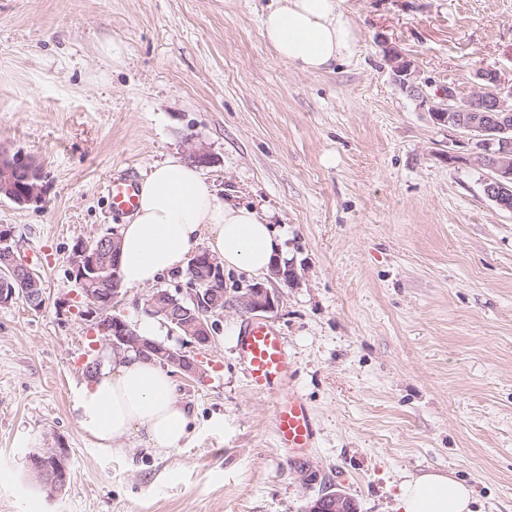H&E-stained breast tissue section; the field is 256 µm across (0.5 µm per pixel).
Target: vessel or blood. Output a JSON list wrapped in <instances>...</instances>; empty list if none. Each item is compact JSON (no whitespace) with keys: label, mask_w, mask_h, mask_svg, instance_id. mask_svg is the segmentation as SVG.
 Returning a JSON list of instances; mask_svg holds the SVG:
<instances>
[{"label":"vessel or blood","mask_w":512,"mask_h":512,"mask_svg":"<svg viewBox=\"0 0 512 512\" xmlns=\"http://www.w3.org/2000/svg\"><path fill=\"white\" fill-rule=\"evenodd\" d=\"M113 212H134L139 201V183L118 172L106 185ZM240 354L252 387L273 399L276 442L290 457L300 458L315 445V428L309 406L291 390L288 351L277 329L259 321L250 323L240 339Z\"/></svg>","instance_id":"b4317fda"}]
</instances>
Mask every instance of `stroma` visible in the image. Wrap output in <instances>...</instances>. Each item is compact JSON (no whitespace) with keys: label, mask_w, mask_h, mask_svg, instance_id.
Segmentation results:
<instances>
[{"label":"stroma","mask_w":512,"mask_h":512,"mask_svg":"<svg viewBox=\"0 0 512 512\" xmlns=\"http://www.w3.org/2000/svg\"><path fill=\"white\" fill-rule=\"evenodd\" d=\"M269 2L0 0V151L43 187L37 204L0 197V230L46 297L0 305V512H308L329 491L392 512L406 475L431 470L472 484L478 512H512V212L385 56L463 96L492 70L510 93L512 0H344L360 49L320 74L266 47ZM193 142L214 188L272 210L284 237L293 280L224 277L277 298L262 319L316 428L302 459L276 444L240 360L251 315L231 301L211 344L164 339L200 366L173 374L192 418L179 449L105 450L79 428L74 394L108 346L74 249L124 221L112 171L144 177ZM42 448L67 450L63 490L32 472Z\"/></svg>","instance_id":"obj_1"}]
</instances>
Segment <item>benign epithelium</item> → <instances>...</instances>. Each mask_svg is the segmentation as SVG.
Wrapping results in <instances>:
<instances>
[{"instance_id": "1", "label": "benign epithelium", "mask_w": 512, "mask_h": 512, "mask_svg": "<svg viewBox=\"0 0 512 512\" xmlns=\"http://www.w3.org/2000/svg\"><path fill=\"white\" fill-rule=\"evenodd\" d=\"M387 60L395 81L410 93L419 107L429 112L432 120L448 132H463L471 140L472 150L466 161L471 165L485 169L488 176L484 181V193L498 208L512 212V102L502 97L498 75L493 71H482L478 75L481 83L478 92L461 97L455 88L439 87L434 94L425 92L429 82H421L411 62L396 49L388 50ZM20 184L21 195H15V184ZM11 199L23 203H40L43 199L42 186L34 168L24 158L15 155L8 157L0 152V192ZM11 233L0 232V259L4 267L0 270L12 279L23 283H37L33 270L17 257L10 242ZM192 269L206 272L204 280L209 282L206 296H201L196 288V280L188 284L190 302L195 310L184 307V301L164 292L169 303L159 304L160 294L155 293L144 298V309L156 312L173 321L196 343L207 345L213 338L214 326L210 320L211 311L224 301L223 267L219 260L207 250L195 252L189 262ZM73 267L79 285L93 279L101 271L100 247L90 242L80 244L74 252ZM120 258L112 251V274L109 288L106 289L112 305L120 302L121 284L119 279ZM238 302L248 312L267 313L275 308V297L261 284L240 289ZM97 328L110 348L114 351L128 350L132 346L143 353H152L155 348L143 340L129 323L122 320L117 325L98 323ZM167 363L178 371L194 375L198 366L193 359L180 352H172ZM50 455L55 461L49 485L57 489L66 485L68 479V457L66 449L52 448ZM353 502L345 494L337 492L331 496L316 500L310 512H351Z\"/></svg>"}]
</instances>
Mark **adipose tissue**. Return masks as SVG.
<instances>
[{
	"mask_svg": "<svg viewBox=\"0 0 512 512\" xmlns=\"http://www.w3.org/2000/svg\"><path fill=\"white\" fill-rule=\"evenodd\" d=\"M261 34L277 58L305 73L352 59L359 33L342 0H272ZM120 277L128 288L152 285L184 269L200 244L225 267L261 274L283 260L271 215L220 197L197 166L176 157L155 163L141 181L137 210L120 225ZM81 430L98 447L139 435L155 450L178 447L191 417L167 369L132 352L105 357L76 392ZM472 486L440 471L411 475L395 495L393 512H474Z\"/></svg>",
	"mask_w": 512,
	"mask_h": 512,
	"instance_id": "adipose-tissue-1",
	"label": "adipose tissue"
}]
</instances>
